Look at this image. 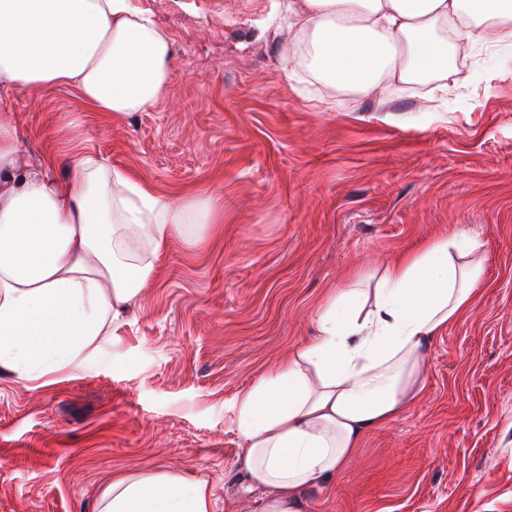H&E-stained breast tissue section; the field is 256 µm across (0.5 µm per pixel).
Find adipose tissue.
<instances>
[{
  "label": "adipose tissue",
  "mask_w": 512,
  "mask_h": 512,
  "mask_svg": "<svg viewBox=\"0 0 512 512\" xmlns=\"http://www.w3.org/2000/svg\"><path fill=\"white\" fill-rule=\"evenodd\" d=\"M292 56L318 83L384 94L448 73L476 43L512 48V0H288ZM170 36L129 0H0V78L77 90L108 116L146 112L167 95ZM21 144L0 115V365L22 379L81 366L153 279L185 225L212 205L173 199L70 149L20 168ZM476 240L453 234L387 264L370 288L332 296L318 334L237 401L244 469L262 512H303L309 490L355 457L364 437L404 413L425 385L435 335L470 306L482 278ZM104 512H211V488L179 475L113 480Z\"/></svg>",
  "instance_id": "1"
}]
</instances>
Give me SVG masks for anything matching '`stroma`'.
<instances>
[{
  "mask_svg": "<svg viewBox=\"0 0 512 512\" xmlns=\"http://www.w3.org/2000/svg\"><path fill=\"white\" fill-rule=\"evenodd\" d=\"M277 0H131L173 41L169 92L108 118L72 88L10 89L24 165L71 134L165 196L214 202L78 369L0 366V512H102L118 476L207 481L211 512H260L236 401L317 334L331 290L466 229L483 262L439 331L416 403L370 432L304 512H512V51L476 46L395 95L289 76Z\"/></svg>",
  "mask_w": 512,
  "mask_h": 512,
  "instance_id": "1",
  "label": "stroma"
}]
</instances>
